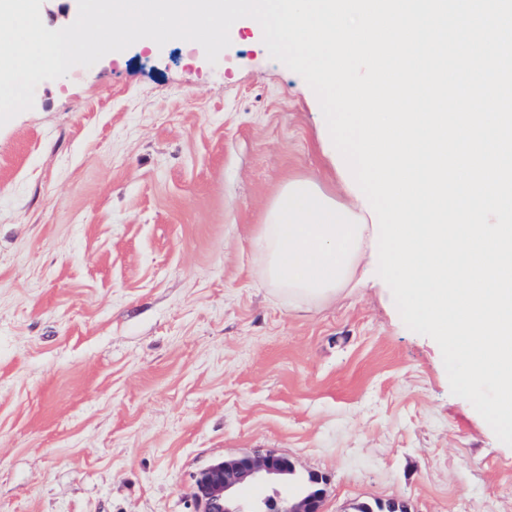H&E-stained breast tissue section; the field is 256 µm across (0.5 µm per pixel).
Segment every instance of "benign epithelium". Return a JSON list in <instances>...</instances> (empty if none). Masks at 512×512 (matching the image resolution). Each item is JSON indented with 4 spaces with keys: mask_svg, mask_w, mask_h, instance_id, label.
Listing matches in <instances>:
<instances>
[{
    "mask_svg": "<svg viewBox=\"0 0 512 512\" xmlns=\"http://www.w3.org/2000/svg\"><path fill=\"white\" fill-rule=\"evenodd\" d=\"M296 472L285 456L272 451H253L226 457L203 469L195 481L198 512H323L325 490L281 498L272 493L247 499L243 492L252 486L274 485Z\"/></svg>",
    "mask_w": 512,
    "mask_h": 512,
    "instance_id": "7a95c632",
    "label": "benign epithelium"
}]
</instances>
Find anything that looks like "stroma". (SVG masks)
Masks as SVG:
<instances>
[{
    "instance_id": "stroma-1",
    "label": "stroma",
    "mask_w": 512,
    "mask_h": 512,
    "mask_svg": "<svg viewBox=\"0 0 512 512\" xmlns=\"http://www.w3.org/2000/svg\"><path fill=\"white\" fill-rule=\"evenodd\" d=\"M262 38L134 43L0 127V512H194L199 472L257 448L326 477L324 512H512V447L376 270L322 304L262 278L288 179L352 201Z\"/></svg>"
}]
</instances>
